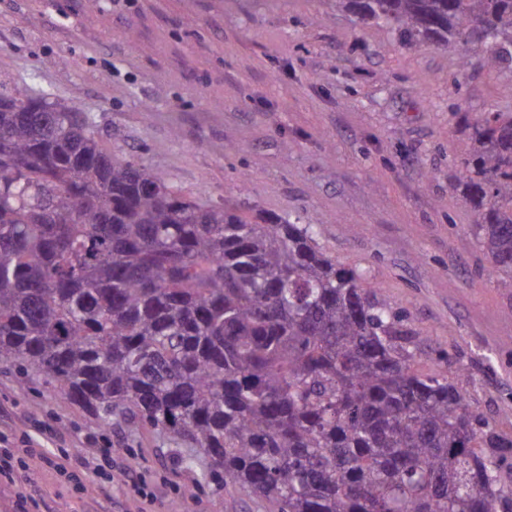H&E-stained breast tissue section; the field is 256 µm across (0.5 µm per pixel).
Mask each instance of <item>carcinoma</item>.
<instances>
[{"mask_svg": "<svg viewBox=\"0 0 512 512\" xmlns=\"http://www.w3.org/2000/svg\"><path fill=\"white\" fill-rule=\"evenodd\" d=\"M467 63L512 67V0H336ZM0 110V365L101 425L138 421L274 512H506L512 448L462 376L414 369L407 316L310 224L182 197L101 147L75 106ZM460 185L512 272V113L488 112Z\"/></svg>", "mask_w": 512, "mask_h": 512, "instance_id": "obj_1", "label": "carcinoma"}]
</instances>
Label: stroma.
<instances>
[{"label":"stroma","mask_w":512,"mask_h":512,"mask_svg":"<svg viewBox=\"0 0 512 512\" xmlns=\"http://www.w3.org/2000/svg\"><path fill=\"white\" fill-rule=\"evenodd\" d=\"M25 84L94 118L102 148L191 200L299 218L339 267L409 316L416 359L466 374L472 408L512 440V274L495 272L458 186L472 126L512 113V69H468L359 23L336 0H0V94ZM0 366V448L51 450L0 512H271L218 486L187 443L102 428L37 379ZM112 464H78L103 436ZM132 467L144 502L112 469Z\"/></svg>","instance_id":"stroma-1"}]
</instances>
